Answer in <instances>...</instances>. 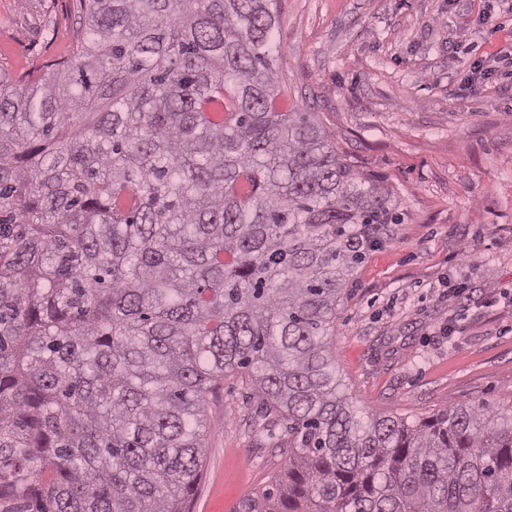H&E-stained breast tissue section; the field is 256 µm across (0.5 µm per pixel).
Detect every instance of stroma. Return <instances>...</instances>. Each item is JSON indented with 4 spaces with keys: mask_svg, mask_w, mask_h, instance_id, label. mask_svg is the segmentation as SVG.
<instances>
[{
    "mask_svg": "<svg viewBox=\"0 0 512 512\" xmlns=\"http://www.w3.org/2000/svg\"><path fill=\"white\" fill-rule=\"evenodd\" d=\"M76 0H0V68L67 57ZM282 105L315 113L403 218L329 331L359 410L415 422L512 407V0H279ZM490 23H482L483 15ZM192 512H239L280 476L282 416L247 376L209 397Z\"/></svg>",
    "mask_w": 512,
    "mask_h": 512,
    "instance_id": "35a3bbf8",
    "label": "stroma"
}]
</instances>
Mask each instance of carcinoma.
<instances>
[{
  "instance_id": "1",
  "label": "carcinoma",
  "mask_w": 512,
  "mask_h": 512,
  "mask_svg": "<svg viewBox=\"0 0 512 512\" xmlns=\"http://www.w3.org/2000/svg\"><path fill=\"white\" fill-rule=\"evenodd\" d=\"M276 4L77 0L70 57L0 70V512H190L234 373L288 421L243 512H512V415L339 393L337 302L402 218L278 111Z\"/></svg>"
}]
</instances>
